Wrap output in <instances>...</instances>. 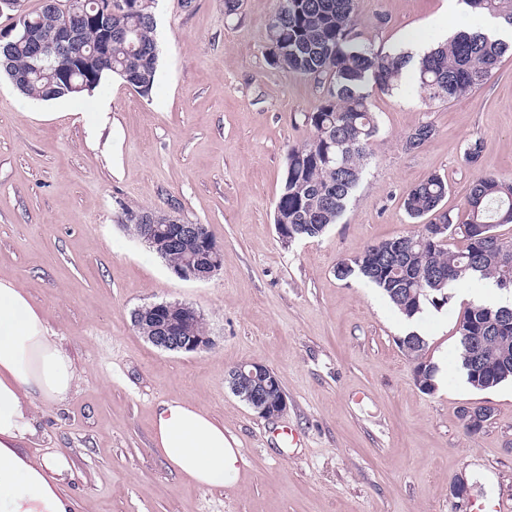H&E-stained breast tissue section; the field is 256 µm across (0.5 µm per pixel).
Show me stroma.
<instances>
[{
	"instance_id": "35a3bbf8",
	"label": "stroma",
	"mask_w": 512,
	"mask_h": 512,
	"mask_svg": "<svg viewBox=\"0 0 512 512\" xmlns=\"http://www.w3.org/2000/svg\"><path fill=\"white\" fill-rule=\"evenodd\" d=\"M445 0H359L364 36L385 49L434 45ZM276 0H158L155 86L140 96L109 78L81 100L34 102L0 77V277L23 288L79 380L68 399H35L26 452L63 449L76 512H470V499L512 505V383H462L456 329L472 291L452 288L416 322L443 383H415L397 345L405 320L371 284L337 279V262L417 230L403 208L425 176L448 181L443 207L464 215L477 174L512 176V56L482 88L422 104L413 82L373 92L374 156L346 210L319 238L283 243L274 208L289 148L305 144L320 89L271 66ZM108 109H101V102ZM428 123L434 136L408 150ZM481 140L476 165L467 145ZM176 212L206 225L224 251L209 281L178 278L122 224L124 212ZM178 302L201 312L211 348L160 349L135 310ZM256 362L287 396L258 416L224 379ZM182 398L224 424L245 464L233 484L179 477L154 448L157 406ZM491 405L476 436L464 406ZM293 430L297 444L282 442ZM464 479L466 496L452 485Z\"/></svg>"
}]
</instances>
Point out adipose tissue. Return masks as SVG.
<instances>
[{"instance_id": "ef3b65f1", "label": "adipose tissue", "mask_w": 512, "mask_h": 512, "mask_svg": "<svg viewBox=\"0 0 512 512\" xmlns=\"http://www.w3.org/2000/svg\"><path fill=\"white\" fill-rule=\"evenodd\" d=\"M78 378L27 293L0 278V512H75L64 490L71 472L68 454L34 456L21 445L35 433L33 399L65 400ZM153 442L168 466L201 486L233 483L244 463L222 423L179 399L156 408Z\"/></svg>"}]
</instances>
